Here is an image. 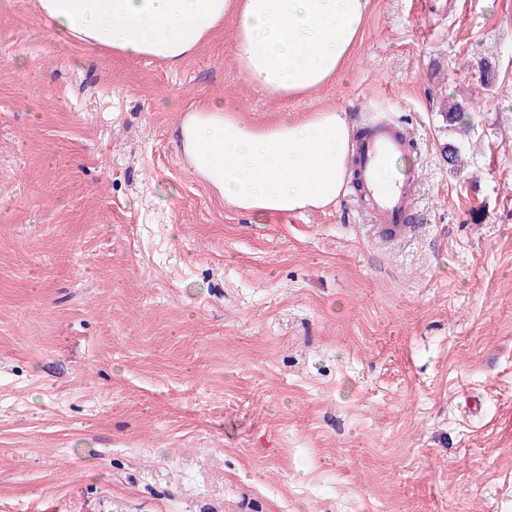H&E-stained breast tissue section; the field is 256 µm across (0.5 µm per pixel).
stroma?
<instances>
[{
  "label": "stroma",
  "instance_id": "1",
  "mask_svg": "<svg viewBox=\"0 0 512 512\" xmlns=\"http://www.w3.org/2000/svg\"><path fill=\"white\" fill-rule=\"evenodd\" d=\"M233 26L169 65L0 0V512H512V0H371L294 98L252 88ZM219 96L401 122L411 240L349 192L226 207L178 146Z\"/></svg>",
  "mask_w": 512,
  "mask_h": 512
}]
</instances>
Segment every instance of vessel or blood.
I'll return each instance as SVG.
<instances>
[{
    "instance_id": "vessel-or-blood-1",
    "label": "vessel or blood",
    "mask_w": 512,
    "mask_h": 512,
    "mask_svg": "<svg viewBox=\"0 0 512 512\" xmlns=\"http://www.w3.org/2000/svg\"><path fill=\"white\" fill-rule=\"evenodd\" d=\"M411 145L402 125L390 120L370 122L366 133L352 144L351 187L376 219L379 237L389 242L406 241L412 232L415 179L398 173L384 181L378 172L388 161L405 154Z\"/></svg>"
}]
</instances>
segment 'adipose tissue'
<instances>
[{
	"label": "adipose tissue",
	"instance_id": "ef3b65f1",
	"mask_svg": "<svg viewBox=\"0 0 512 512\" xmlns=\"http://www.w3.org/2000/svg\"><path fill=\"white\" fill-rule=\"evenodd\" d=\"M370 0H38L53 33L122 57L179 63L235 19L233 49L255 89L309 93L339 76L364 32ZM352 124L340 107L259 126L215 98L186 115L179 146L226 204L259 217L324 209L350 176Z\"/></svg>",
	"mask_w": 512,
	"mask_h": 512
}]
</instances>
